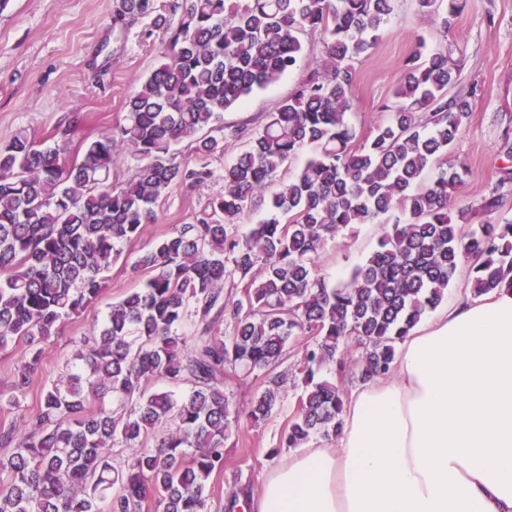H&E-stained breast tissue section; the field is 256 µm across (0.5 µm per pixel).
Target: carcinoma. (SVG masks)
<instances>
[{
  "label": "carcinoma",
  "instance_id": "1",
  "mask_svg": "<svg viewBox=\"0 0 512 512\" xmlns=\"http://www.w3.org/2000/svg\"><path fill=\"white\" fill-rule=\"evenodd\" d=\"M396 0H113L112 24L153 18L161 57L124 103L123 121L86 144L81 159L20 131L0 145V351L26 359L0 410V512H212V476L224 471L231 415L259 422L281 397L283 378L245 407L224 392L226 377L271 371L288 342L302 347L304 387L284 433L299 448L336 437L346 391L319 378L329 366L362 383L389 375L397 344L436 308L473 258L475 296L512 289V222L471 224L453 208L466 166L448 150L472 112L451 94L455 47L419 42L385 105L388 118L362 138L348 121L354 61L373 48ZM448 31L457 0H418ZM321 35L322 65L310 70L262 127L225 131L224 112L293 72L301 36ZM221 136L202 135L205 129ZM246 139L221 173L207 159ZM194 144L199 158L178 160ZM312 157L292 177L277 173L302 150ZM138 164L122 185L112 165ZM500 184L512 181V137L499 145ZM223 193L133 269L142 287L112 303L99 330L78 339L65 378L42 388L38 411H22L45 343L102 289V274L140 240L160 200L214 180ZM258 201L269 214L245 236L242 216ZM386 219L377 248L348 282L329 286L317 258L358 224ZM230 291H224V288ZM197 319V335L183 333ZM230 330L211 335L218 322ZM363 347L347 370L343 346ZM165 388L149 391L145 382ZM130 454L112 465V448Z\"/></svg>",
  "mask_w": 512,
  "mask_h": 512
}]
</instances>
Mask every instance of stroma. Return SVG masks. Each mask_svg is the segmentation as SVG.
Listing matches in <instances>:
<instances>
[{"label":"stroma","mask_w":512,"mask_h":512,"mask_svg":"<svg viewBox=\"0 0 512 512\" xmlns=\"http://www.w3.org/2000/svg\"><path fill=\"white\" fill-rule=\"evenodd\" d=\"M162 34L150 20L119 29L112 25V0H9L0 11V144L18 131L36 141H50L55 127L69 115H85L84 124L70 137L67 153L76 155L86 142L122 121L123 102L143 82L159 59ZM428 45L455 43L459 77L455 94L470 96L471 117L448 155L465 163V182L456 204L472 206L471 221L503 223L512 220V183L499 184L496 149L505 132H512V0H463L454 27L441 31L437 21L424 17L417 0H398V6L375 46L357 61L352 122L368 135L386 119L384 103L393 93L418 38ZM304 54L297 69L275 85L257 91L239 108L225 112V126L260 128L267 114L295 88L299 79L324 56L319 35L305 34ZM499 190L503 203L494 214L479 211L481 199ZM223 191L221 181L198 189H175L157 208V219L146 225L138 243L126 246L122 257L103 275V288L79 315L66 322L47 345L35 373L49 384L66 372L73 359V340L94 332L113 301L140 287L142 276L132 269L143 247L190 222L193 213ZM377 224H360L340 233L324 247L318 267L330 285L346 282L352 270L376 248ZM301 347L292 341L276 372L285 379L281 401L260 423L247 418L232 422L224 443V470L214 476V502L229 495L253 494L270 467L288 457L279 440L295 411L301 380L293 363Z\"/></svg>","instance_id":"35a3bbf8"}]
</instances>
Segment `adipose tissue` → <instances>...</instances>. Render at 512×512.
Returning a JSON list of instances; mask_svg holds the SVG:
<instances>
[{
  "instance_id": "1",
  "label": "adipose tissue",
  "mask_w": 512,
  "mask_h": 512,
  "mask_svg": "<svg viewBox=\"0 0 512 512\" xmlns=\"http://www.w3.org/2000/svg\"><path fill=\"white\" fill-rule=\"evenodd\" d=\"M250 512H512V289L458 301L349 397L340 436L265 475Z\"/></svg>"
}]
</instances>
